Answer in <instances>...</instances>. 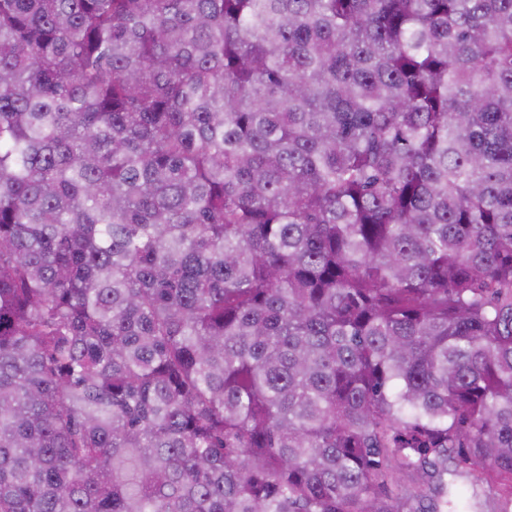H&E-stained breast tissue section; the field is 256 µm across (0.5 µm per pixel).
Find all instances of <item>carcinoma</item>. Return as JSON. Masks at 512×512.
Returning <instances> with one entry per match:
<instances>
[{"mask_svg":"<svg viewBox=\"0 0 512 512\" xmlns=\"http://www.w3.org/2000/svg\"><path fill=\"white\" fill-rule=\"evenodd\" d=\"M462 464L512 512V0H0V512Z\"/></svg>","mask_w":512,"mask_h":512,"instance_id":"1","label":"carcinoma"}]
</instances>
